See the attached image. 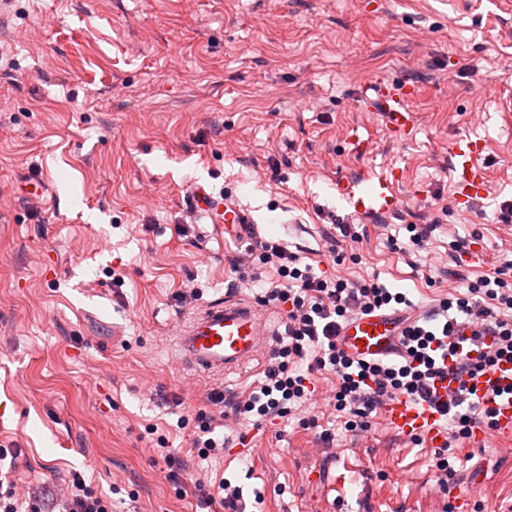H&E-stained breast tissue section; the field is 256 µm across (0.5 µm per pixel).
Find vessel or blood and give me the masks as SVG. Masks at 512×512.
Returning a JSON list of instances; mask_svg holds the SVG:
<instances>
[{
    "mask_svg": "<svg viewBox=\"0 0 512 512\" xmlns=\"http://www.w3.org/2000/svg\"><path fill=\"white\" fill-rule=\"evenodd\" d=\"M375 109L385 114L387 128L396 137L410 134L416 124L409 104L417 94L413 85L379 84ZM454 199L466 204L484 197L489 189V174L484 164L480 140L466 138L454 143L451 151ZM399 176L396 171L381 174L366 191L356 184L337 181L336 189L360 215L387 213L397 208ZM185 203L205 214L214 224L246 233L250 219L230 197L216 196L202 183H193L185 194ZM418 316L417 311L398 313L376 311L350 321L338 332V345L352 359L381 358L394 360L403 353L400 337ZM278 330L268 316L252 302L227 297L203 305L183 325L176 337V353L190 370L202 374L230 375L242 370L259 354L270 351ZM495 393L491 406L496 413L494 430L474 423L471 444L483 445L488 435H495L501 446H512V363H501L482 376L477 397ZM382 416L388 427L400 437H424L437 448L448 435L440 408L429 403H413L403 398L387 400Z\"/></svg>",
    "mask_w": 512,
    "mask_h": 512,
    "instance_id": "vessel-or-blood-1",
    "label": "vessel or blood"
}]
</instances>
